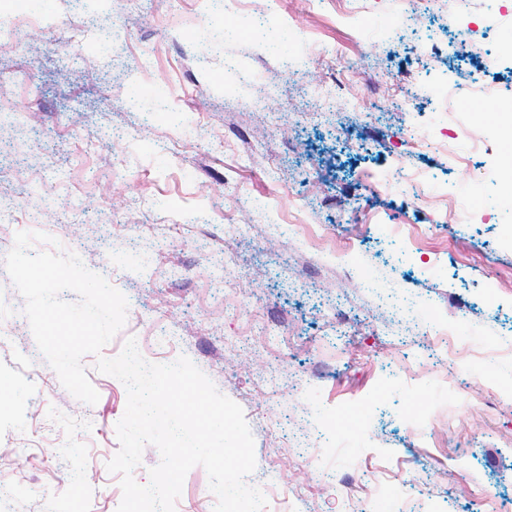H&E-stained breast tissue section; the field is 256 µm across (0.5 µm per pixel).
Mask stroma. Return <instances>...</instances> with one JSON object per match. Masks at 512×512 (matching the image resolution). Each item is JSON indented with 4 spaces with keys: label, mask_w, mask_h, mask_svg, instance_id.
Here are the masks:
<instances>
[{
    "label": "stroma",
    "mask_w": 512,
    "mask_h": 512,
    "mask_svg": "<svg viewBox=\"0 0 512 512\" xmlns=\"http://www.w3.org/2000/svg\"><path fill=\"white\" fill-rule=\"evenodd\" d=\"M466 5L0 0L44 18L0 47V512H117L127 391L97 359L131 337L241 406L262 512H512V59L467 91L512 0ZM20 231L128 300L82 359L96 404L36 344ZM216 503L194 466L175 512Z\"/></svg>",
    "instance_id": "35a3bbf8"
}]
</instances>
